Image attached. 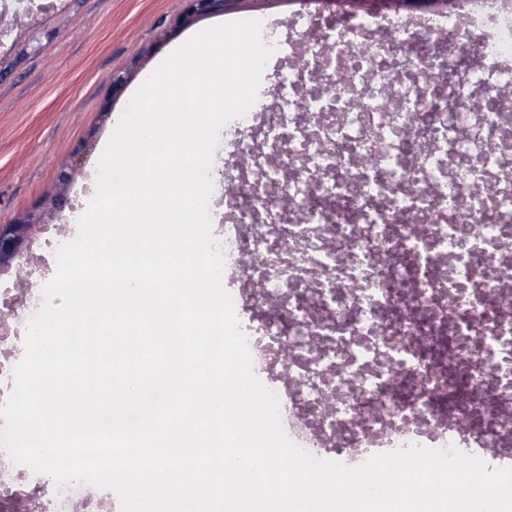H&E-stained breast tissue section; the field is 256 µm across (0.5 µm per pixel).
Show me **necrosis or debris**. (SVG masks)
Listing matches in <instances>:
<instances>
[{"label": "necrosis or debris", "mask_w": 512, "mask_h": 512, "mask_svg": "<svg viewBox=\"0 0 512 512\" xmlns=\"http://www.w3.org/2000/svg\"><path fill=\"white\" fill-rule=\"evenodd\" d=\"M375 28L276 44L288 70L225 125L209 201L224 287L303 450L355 467L453 447L512 468V0L403 43H369ZM26 484L47 491L39 512L77 490L0 467V494Z\"/></svg>", "instance_id": "1"}]
</instances>
